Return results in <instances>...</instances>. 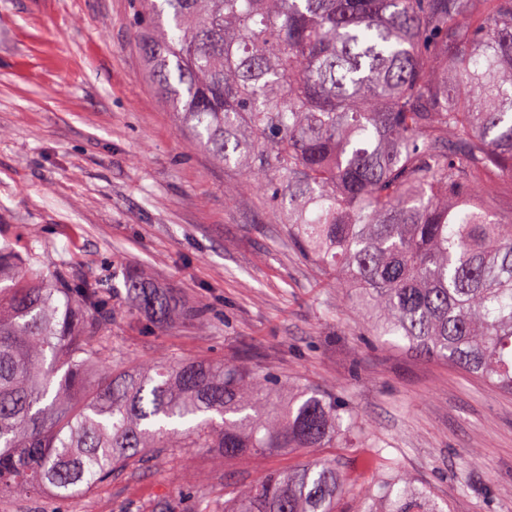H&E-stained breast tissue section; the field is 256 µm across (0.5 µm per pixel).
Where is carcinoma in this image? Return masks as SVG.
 <instances>
[{
    "mask_svg": "<svg viewBox=\"0 0 512 512\" xmlns=\"http://www.w3.org/2000/svg\"><path fill=\"white\" fill-rule=\"evenodd\" d=\"M149 76L192 140L266 195L288 242L351 289L373 335L512 395V0H141ZM171 26L165 28L163 14ZM0 247V498L70 500L163 448H337L336 397L197 359L128 364L102 285ZM127 312L170 303L142 276ZM312 459L219 512H443L376 442ZM374 470L376 489L357 484ZM356 499L355 509L342 507ZM121 512H213L194 487Z\"/></svg>",
    "mask_w": 512,
    "mask_h": 512,
    "instance_id": "1",
    "label": "carcinoma"
}]
</instances>
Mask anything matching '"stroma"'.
I'll return each mask as SVG.
<instances>
[{"mask_svg": "<svg viewBox=\"0 0 512 512\" xmlns=\"http://www.w3.org/2000/svg\"><path fill=\"white\" fill-rule=\"evenodd\" d=\"M136 0H0V246L64 264L115 302L125 274L169 297L166 326L119 312L133 363L221 359L333 394L362 421L344 448L226 459L188 448L57 504L7 496L0 512H120L192 485L220 504L266 471L321 458L346 468L375 439L453 512H512V395L363 335L345 289L289 245L233 171L183 133L145 72ZM204 308L200 320L186 310Z\"/></svg>", "mask_w": 512, "mask_h": 512, "instance_id": "35a3bbf8", "label": "stroma"}]
</instances>
